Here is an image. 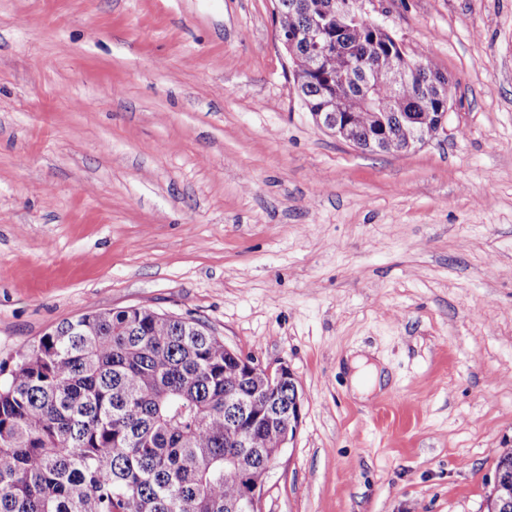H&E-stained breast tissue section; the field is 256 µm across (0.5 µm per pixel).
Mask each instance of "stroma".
<instances>
[{
  "label": "stroma",
  "instance_id": "obj_1",
  "mask_svg": "<svg viewBox=\"0 0 512 512\" xmlns=\"http://www.w3.org/2000/svg\"><path fill=\"white\" fill-rule=\"evenodd\" d=\"M273 0H0V362L90 310L285 363L262 512H487L512 448V0H370L455 88L401 154L316 125ZM386 384L367 396L350 361ZM367 363V358L363 356L354 357L351 366L356 369L352 376V385L354 390L361 395L370 394L379 384L380 370L372 364Z\"/></svg>",
  "mask_w": 512,
  "mask_h": 512
}]
</instances>
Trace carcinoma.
I'll return each mask as SVG.
<instances>
[{
    "mask_svg": "<svg viewBox=\"0 0 512 512\" xmlns=\"http://www.w3.org/2000/svg\"><path fill=\"white\" fill-rule=\"evenodd\" d=\"M275 31L294 43L306 109L337 102L354 136L381 153L406 143L396 113L448 111L454 88L405 80L367 23H332L317 56L313 18L336 0H274ZM369 57V69L349 65ZM236 350L205 324L149 308L88 311L0 367V512H231L258 477L276 431L233 438L228 393H246Z\"/></svg>",
    "mask_w": 512,
    "mask_h": 512,
    "instance_id": "obj_1",
    "label": "carcinoma"
}]
</instances>
